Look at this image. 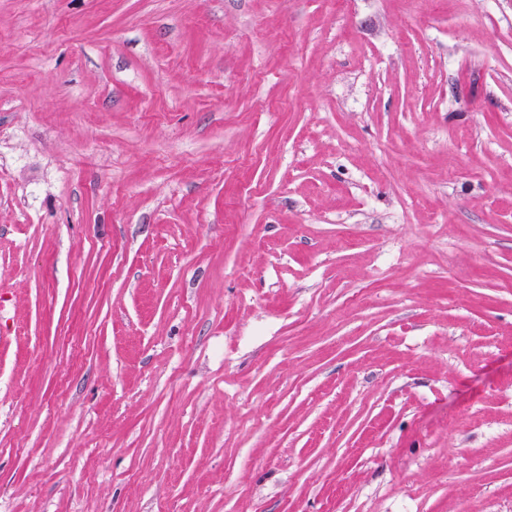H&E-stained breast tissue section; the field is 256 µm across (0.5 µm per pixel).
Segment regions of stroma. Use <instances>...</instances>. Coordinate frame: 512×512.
Here are the masks:
<instances>
[{"mask_svg": "<svg viewBox=\"0 0 512 512\" xmlns=\"http://www.w3.org/2000/svg\"><path fill=\"white\" fill-rule=\"evenodd\" d=\"M0 512H512V0H0Z\"/></svg>", "mask_w": 512, "mask_h": 512, "instance_id": "35a3bbf8", "label": "stroma"}]
</instances>
